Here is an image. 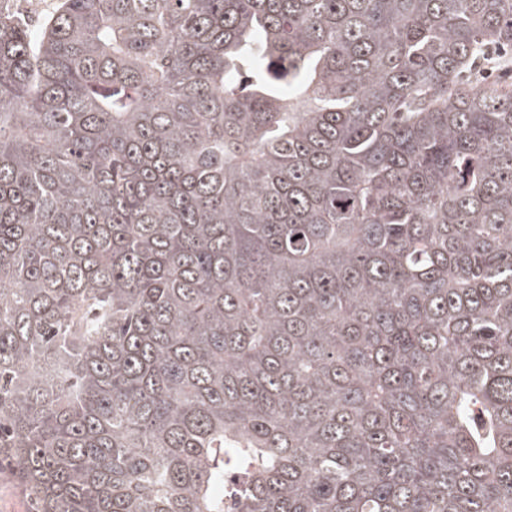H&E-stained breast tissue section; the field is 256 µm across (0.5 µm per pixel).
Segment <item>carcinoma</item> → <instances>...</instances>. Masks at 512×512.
Masks as SVG:
<instances>
[{
	"label": "carcinoma",
	"instance_id": "carcinoma-1",
	"mask_svg": "<svg viewBox=\"0 0 512 512\" xmlns=\"http://www.w3.org/2000/svg\"><path fill=\"white\" fill-rule=\"evenodd\" d=\"M491 48L512 0L0 6V464L34 512H512Z\"/></svg>",
	"mask_w": 512,
	"mask_h": 512
}]
</instances>
